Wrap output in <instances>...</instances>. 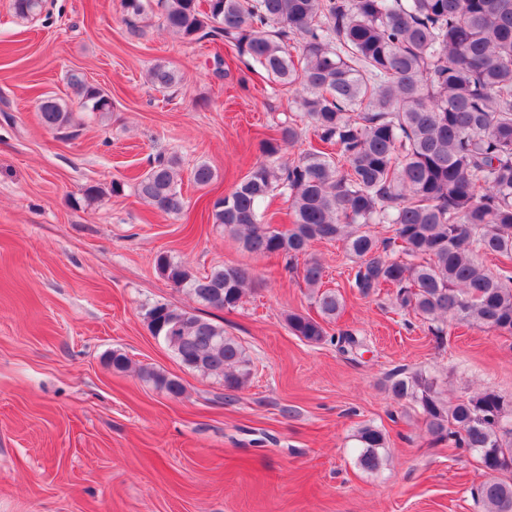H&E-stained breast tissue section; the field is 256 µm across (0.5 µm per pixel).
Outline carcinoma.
<instances>
[{"mask_svg":"<svg viewBox=\"0 0 512 512\" xmlns=\"http://www.w3.org/2000/svg\"><path fill=\"white\" fill-rule=\"evenodd\" d=\"M43 2L13 0V9L38 15ZM155 6L180 39L218 37L272 83L302 91L298 111L261 141L263 160L212 203L209 217L224 234L288 265L315 241H340L360 296L388 289L397 314L414 315L436 336L450 323L512 335V0H123L128 26L136 29ZM70 81L80 108L112 111L98 87L75 74ZM150 81L167 90L176 77L157 65ZM37 110L49 131L72 121V110L52 98ZM301 125L318 145L284 162ZM136 191L163 213L186 208L172 159L155 160ZM275 192L290 202L286 230L262 211ZM375 224L392 236L378 240ZM490 255L500 262L494 270L483 263ZM156 268L172 287L218 310L239 307L252 281L242 266L199 274L165 253ZM302 276L318 316L291 312L286 323L319 344L343 301L323 288L316 258L306 259ZM143 319L187 369L227 392L249 382L251 360L224 324L164 302L145 308ZM140 376L174 399L185 394L176 377L148 367ZM388 390L420 411L434 443L498 471L477 489L484 512H512L511 398L484 391L448 399L436 375L404 368L391 373ZM354 441L360 466L378 469L384 430L365 424Z\"/></svg>","mask_w":512,"mask_h":512,"instance_id":"obj_1","label":"carcinoma"}]
</instances>
